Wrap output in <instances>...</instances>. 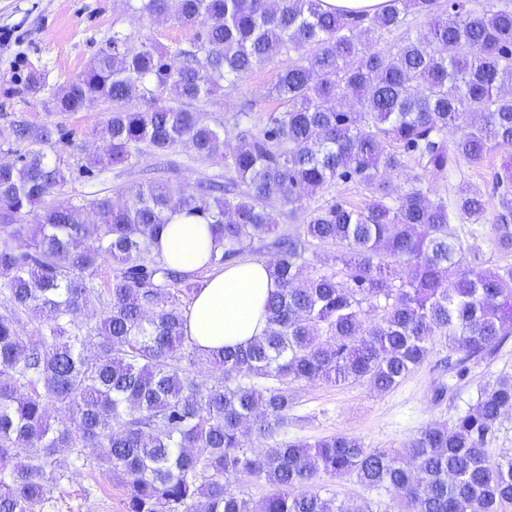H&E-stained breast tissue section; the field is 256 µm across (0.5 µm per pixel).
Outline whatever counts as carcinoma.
Here are the masks:
<instances>
[{
	"label": "carcinoma",
	"instance_id": "cac0c4a2",
	"mask_svg": "<svg viewBox=\"0 0 512 512\" xmlns=\"http://www.w3.org/2000/svg\"><path fill=\"white\" fill-rule=\"evenodd\" d=\"M388 0L371 16L326 11L322 0H141L139 10L201 27L185 47L133 44L116 31L68 86L43 101L50 114L94 101L112 110L93 130L107 143L89 159L100 170L133 166L141 153L189 143L224 164V194H188L159 180L128 193L42 207L38 224L15 226L66 181L64 160L45 146L62 129L27 132L30 148L0 160V512H43L45 483L96 468L125 489L124 512H373L315 489L353 476L382 490L398 512H508L512 458L488 453L512 412V374L480 391L452 422L427 424L400 450L367 448L339 433L314 443L278 441L295 405V382L360 383L389 392L436 343L493 356L512 337V263L478 269L468 239L488 226L495 250L512 254V192L488 212L483 195L448 204V184L401 189L386 177L412 158L448 178L460 159L481 164L512 148V9L489 0ZM414 39L374 45L408 27ZM280 59L268 96L279 108L255 117L247 100L213 128L190 102L238 88ZM348 97L354 111L337 109ZM238 144L224 152V135ZM458 132L448 139V131ZM355 182L364 207L313 206L317 193ZM305 215L303 231L272 242L277 289L264 333L211 354L208 383L193 371L198 348L184 312L200 280L169 267L159 236L177 210L210 224L222 265L276 232L273 204ZM97 220L82 218L86 207ZM460 224V232L448 228ZM331 249L327 270L303 277L304 254ZM117 265L105 288L93 279ZM103 302L95 324L75 315ZM38 317L27 342L22 315ZM95 343L90 355L87 346ZM251 436L258 444L247 448ZM96 451L88 458L83 449ZM261 482L255 508L235 483Z\"/></svg>",
	"mask_w": 512,
	"mask_h": 512
}]
</instances>
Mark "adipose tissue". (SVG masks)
<instances>
[{
	"mask_svg": "<svg viewBox=\"0 0 512 512\" xmlns=\"http://www.w3.org/2000/svg\"><path fill=\"white\" fill-rule=\"evenodd\" d=\"M205 221L174 214L160 235L161 256L187 274L206 270L200 290L185 312L187 334L202 353L236 347L262 335L264 304L276 285L267 262L243 258L209 266L211 253H222Z\"/></svg>",
	"mask_w": 512,
	"mask_h": 512,
	"instance_id": "ef3b65f1",
	"label": "adipose tissue"
}]
</instances>
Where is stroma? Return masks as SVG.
Returning <instances> with one entry per match:
<instances>
[{
    "mask_svg": "<svg viewBox=\"0 0 512 512\" xmlns=\"http://www.w3.org/2000/svg\"><path fill=\"white\" fill-rule=\"evenodd\" d=\"M116 30L131 34L134 42H151L170 50L185 45L194 35L170 17L133 11L128 0H0V146L24 152L28 144L15 140V126L48 122L43 97L81 72ZM278 72L275 62L258 66L238 89L205 105L210 124H223L246 98L254 99L261 112L275 108L268 91ZM108 109V104L94 102L82 111L57 115L67 136L54 148L68 163L70 173L58 194L47 197V204L102 196L119 199L150 170L166 163L172 166V178L190 194L201 181L223 178V166L197 159L186 145L162 154L143 153L128 170L80 173L87 159L106 148L92 131L107 118ZM510 158L511 152L496 150L480 166L461 162L459 172L448 177L449 194L477 190L488 206H495L505 189L497 174ZM457 357L447 345H436L418 370L395 390L382 394L358 383L294 384L295 406L280 436L313 442L344 432L359 437L369 448H400L427 423L449 421L471 409L488 381L500 373H512V339L495 357L470 362L462 378L453 368ZM440 384L446 392L438 400L433 391ZM318 486L323 494L336 496L346 505L367 500L374 512H393L385 492L367 489L356 478L325 477ZM46 488L56 512H123L122 487L95 478L88 469L50 480Z\"/></svg>",
    "mask_w": 512,
    "mask_h": 512,
    "instance_id": "obj_1",
    "label": "stroma"
}]
</instances>
